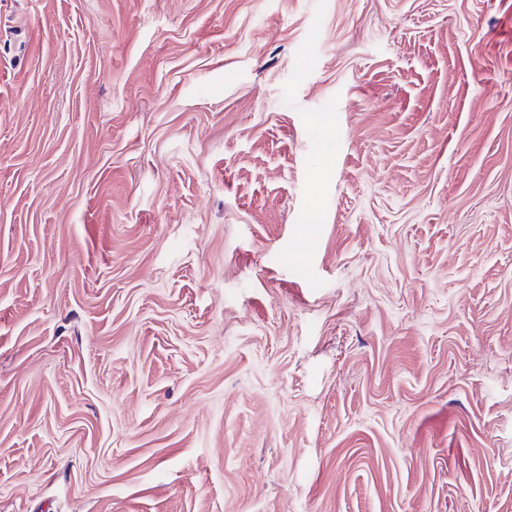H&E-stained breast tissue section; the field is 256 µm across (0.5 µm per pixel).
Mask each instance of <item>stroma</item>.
<instances>
[{"instance_id":"35a3bbf8","label":"stroma","mask_w":512,"mask_h":512,"mask_svg":"<svg viewBox=\"0 0 512 512\" xmlns=\"http://www.w3.org/2000/svg\"><path fill=\"white\" fill-rule=\"evenodd\" d=\"M0 512H512V0H0Z\"/></svg>"}]
</instances>
